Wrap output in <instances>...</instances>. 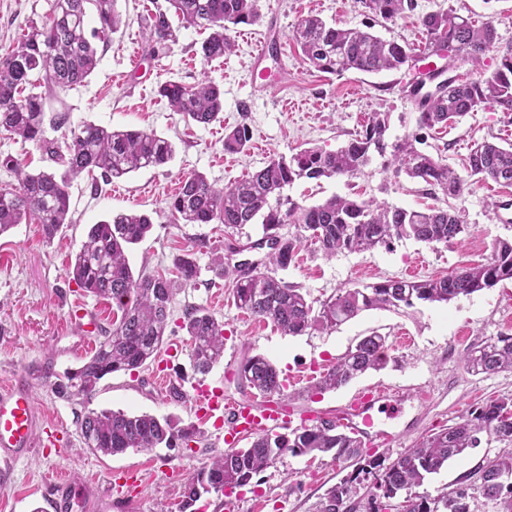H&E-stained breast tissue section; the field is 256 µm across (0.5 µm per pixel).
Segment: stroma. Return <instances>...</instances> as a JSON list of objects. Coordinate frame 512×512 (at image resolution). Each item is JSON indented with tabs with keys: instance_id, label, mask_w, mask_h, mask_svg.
I'll return each mask as SVG.
<instances>
[{
	"instance_id": "obj_1",
	"label": "stroma",
	"mask_w": 512,
	"mask_h": 512,
	"mask_svg": "<svg viewBox=\"0 0 512 512\" xmlns=\"http://www.w3.org/2000/svg\"><path fill=\"white\" fill-rule=\"evenodd\" d=\"M52 3L0 0V51L17 40L29 21L44 19ZM164 3L119 0L123 24L109 42L97 43L98 64L86 82L63 91L41 90L47 114L66 113L69 127L92 123L153 131L175 144L176 155L165 167L142 169L108 185L96 172L74 178L69 187L72 222L54 239H45L36 224H17L0 235V387L24 378L37 416L58 429L56 446L33 453L18 465L13 481L0 488V512H42L52 498L53 476L71 471L94 479L103 493L111 495L112 512H179L184 482L225 450L210 423L198 419L190 396L157 382L160 369L166 367L174 382L199 378L187 333L181 327L185 311L192 307L206 309L224 324V358L202 378L221 387L228 398L251 400L250 392L237 387V369L244 357L254 354L265 355L288 379L286 406L295 420L332 415L371 387L406 392L397 415L386 422L393 439L363 444L364 455L388 463L487 400L512 398V371L475 374L463 362L465 353L488 337L512 335L511 281L446 304L370 309L333 331L288 336L234 305L233 262H226L221 269L213 264L214 255L226 253L231 241L242 248L243 258H265V250L253 246L262 235L260 225L231 229L216 223L177 224L168 209L183 174L192 169L223 188L275 155L288 156L316 146L336 149L357 134L375 112L388 114L390 138L415 131L417 110L404 92L414 69L340 75L317 71L288 39L301 17L315 14L346 28L369 26L384 39L416 46L425 41L420 25L425 14L451 11L479 23L494 18L496 48L484 55L480 70L462 65L459 73L469 80L493 72L500 50L512 46V0H416L415 10L377 24L355 0H258L259 22L232 28L233 51L209 63L199 52L205 35L195 28L180 29L176 41L149 54L146 18ZM260 41L277 43L278 54L254 62L252 52ZM204 77L224 89V112L219 121L208 125L185 122L155 93L157 82L166 78L191 84ZM241 122L249 126L251 140L242 152L226 153L224 130ZM485 139L512 144V112L478 108L453 126L436 129L425 144L427 151L441 154L462 176L460 194L451 201L470 226L461 240L431 248L403 239L389 250L346 251L332 259L306 243L282 271L284 281L323 300L341 288L403 278L410 272L426 279L485 263L494 239H512V226L501 222L502 217L512 218V186L466 174L471 149ZM384 164V158L377 157L362 175L303 180L295 183L289 194L304 205L335 194L373 198L408 209L440 205V198L420 191L414 182L395 177ZM128 210L146 213L152 219L148 236L127 252L133 273L159 272L172 278L177 258L186 256L195 262L197 277L173 298L156 361L106 376L87 401L60 399L42 379L41 367L50 362L59 373L78 367L100 341L94 325L111 326L113 318L111 303L85 294L68 277V266L90 225ZM77 313L84 314L85 327L73 322ZM374 332L387 338L390 360L384 369L368 371L336 390H309L313 378ZM81 408L175 416L197 425L204 438L172 448L103 456L87 448L80 435L74 412ZM500 448L498 442L482 441L478 448L450 460L431 475L425 491L433 494L464 485L467 476L494 458ZM129 470L137 471L139 488L121 485ZM352 471L349 463L334 462L328 455L287 453L230 495L202 496L195 509L225 512L226 501L232 500L239 512H317L326 491Z\"/></svg>"
}]
</instances>
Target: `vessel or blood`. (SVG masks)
Returning a JSON list of instances; mask_svg holds the SVG:
<instances>
[{
    "instance_id": "1",
    "label": "vessel or blood",
    "mask_w": 512,
    "mask_h": 512,
    "mask_svg": "<svg viewBox=\"0 0 512 512\" xmlns=\"http://www.w3.org/2000/svg\"><path fill=\"white\" fill-rule=\"evenodd\" d=\"M192 390L196 412L223 429L224 442L231 448L240 438L281 427L288 419L287 411L271 399L261 404L240 403L201 383L193 385ZM399 400V394L369 389L357 395L346 411L337 414L336 423L365 438L391 440L385 421L391 418V410ZM37 431L33 396L26 384L17 380L0 389V468L27 457L39 443ZM55 484L56 512H85L96 491L95 485L69 473L56 476Z\"/></svg>"
}]
</instances>
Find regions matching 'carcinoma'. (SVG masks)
Instances as JSON below:
<instances>
[{
	"mask_svg": "<svg viewBox=\"0 0 512 512\" xmlns=\"http://www.w3.org/2000/svg\"><path fill=\"white\" fill-rule=\"evenodd\" d=\"M373 18L393 21L414 9L413 0H358ZM118 0H53L41 23L33 22L16 44L0 54V133L23 142H33L64 172L24 170L7 156L0 165L12 170L16 183L0 187V235L23 222L42 226L45 238H53L69 223L70 179L87 171H100L109 184L143 168H162L175 154L171 141L153 131L109 129L84 124L70 129V141L60 146L45 135L46 112L37 82L49 88L66 89L83 83L95 70L98 58L90 38L102 41L118 31L122 17ZM183 27L209 31L200 47L205 62L224 57L233 44L230 27L259 21L256 0H168ZM96 11L98 27L87 29V6ZM426 33L424 50L450 57L462 54L461 62L480 66L482 57L495 46L494 19L477 27L462 16L433 12L421 17ZM151 52L176 40L169 9L156 8L148 16ZM290 40L304 60L315 69L340 75L350 70L366 73L416 66L419 53L408 43L385 40L361 29L342 28L309 14L293 27ZM157 95L182 118L209 125L224 110V91L211 81L186 84L175 79L157 83ZM418 131L389 141L388 115L373 113L357 136L334 151L304 148L291 156L277 155L246 178L222 189L196 170L184 174L169 202L174 220L183 224L220 223L240 229L261 224L262 237L255 242L268 246L264 270L246 272L232 288L235 306L251 316L271 322L282 333L298 336L310 331L333 330L359 312L374 308L412 307L421 303H447L512 280V241L497 238L490 259L430 279H389L363 288H341L321 301L275 276L293 261L304 240L310 238L327 258L342 252H366L390 248L396 240L414 239L429 247L446 245L468 232L461 212L432 207L423 211L333 195L321 203L303 205L284 190L300 180L332 179L362 174L373 156L390 155L386 167L425 185L432 193L456 197L461 177L439 156L420 148L423 131L448 126L481 106L512 112V47L502 52L496 69L488 76L457 82L446 81L416 98ZM250 139L247 125L224 133V150L241 152ZM471 177L512 185V144L502 146L484 140L468 156ZM293 224L298 233L280 234L281 226ZM152 228L149 215L122 212L90 226L87 239L68 267L67 274L79 288L116 306L112 327H99L103 340L80 367L55 375L52 391L60 398L88 399L105 376L132 371L154 360L164 342L170 304L176 287L189 285L196 277L194 263L177 259L178 279L162 275L134 277L126 252L141 242ZM182 328L190 340L196 372L207 374L224 358V325L204 308L186 311ZM386 337L373 333L315 378L312 388H340L388 361ZM466 368L475 373L512 371V336H491L470 349ZM238 382L262 398L287 397L284 380L264 355L243 358ZM76 424L86 447L102 455H120L129 450L150 451L203 439L193 425L182 426L172 417L128 414L102 410L75 412ZM511 445L488 460L476 481L435 496L416 488L438 473L448 460L480 445L482 437ZM362 442L328 421H315L289 434L262 432L247 448L224 451L187 479L179 512H188L201 497L224 492L250 482L282 455L329 454L336 461L359 459L355 473L331 487L318 512H390L391 501L410 503L408 512H470L472 493L495 502L498 512H512V483L502 480L512 474V399H496L476 407L454 425L434 432L387 466L363 457ZM371 480L366 502L351 500L352 484Z\"/></svg>",
	"mask_w": 512,
	"mask_h": 512,
	"instance_id": "carcinoma-1",
	"label": "carcinoma"
}]
</instances>
